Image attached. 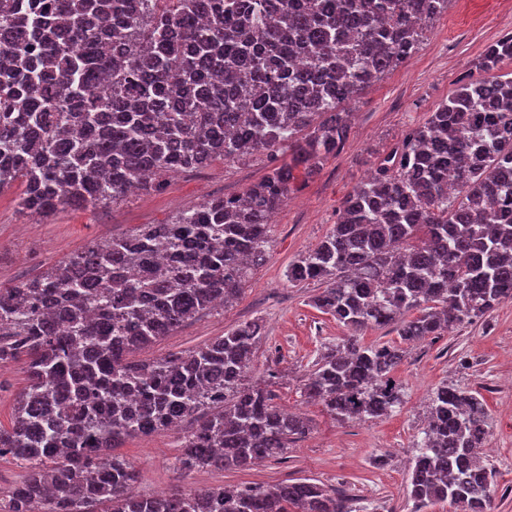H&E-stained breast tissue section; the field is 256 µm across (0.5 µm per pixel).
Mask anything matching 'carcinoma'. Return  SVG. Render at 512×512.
<instances>
[{
    "label": "carcinoma",
    "mask_w": 512,
    "mask_h": 512,
    "mask_svg": "<svg viewBox=\"0 0 512 512\" xmlns=\"http://www.w3.org/2000/svg\"><path fill=\"white\" fill-rule=\"evenodd\" d=\"M448 2L0 0V191L22 183L21 210L107 206L259 151L272 162L239 195L0 287V367L23 359L29 379L0 426V458L28 476L0 512H353L305 478L143 497L113 450L187 422L183 471L245 470L306 434L265 380L247 379L257 321L187 352L131 355L244 293L294 171L317 173L345 140L340 105L407 61ZM511 62L508 33L479 59L484 76L378 156L324 240L288 266L287 285L324 283L314 307L353 331L303 387L339 421L402 404L404 349L357 333L432 339L512 299ZM487 420L481 396L432 392L408 483L419 512H494Z\"/></svg>",
    "instance_id": "carcinoma-1"
}]
</instances>
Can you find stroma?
<instances>
[{"mask_svg":"<svg viewBox=\"0 0 512 512\" xmlns=\"http://www.w3.org/2000/svg\"><path fill=\"white\" fill-rule=\"evenodd\" d=\"M512 32V0H450L428 28L419 50L356 99L344 104L352 128L321 170L296 171L293 190L272 221V247L245 292L139 351L149 360L188 351L246 320H258L264 336L254 357V376L274 374L275 403L303 413L304 437L285 454L245 471L216 468L182 471L180 436L160 431L127 439L118 453L140 473L145 497L223 485L273 486L309 478L341 491L356 512H413L407 494L408 466L423 427L429 398L441 383L479 392L487 412L495 471V512H512V300L488 315L463 322L445 336L406 346L394 373L404 387L399 408L378 419L337 421L303 384L326 346L347 336L345 327L311 306L320 285L285 284L291 262L315 249L337 221L344 197L371 171L374 152L422 124L430 108L446 99L464 77L479 78L485 49ZM265 153L240 162L213 161L180 172L147 193L104 208L69 206L48 217L20 213L21 185L0 191V286L45 271L93 241L121 236L144 224H165L179 211L213 197L232 196L264 179ZM25 366L0 368V425L9 426L14 405L28 386Z\"/></svg>","mask_w":512,"mask_h":512,"instance_id":"stroma-1","label":"stroma"}]
</instances>
